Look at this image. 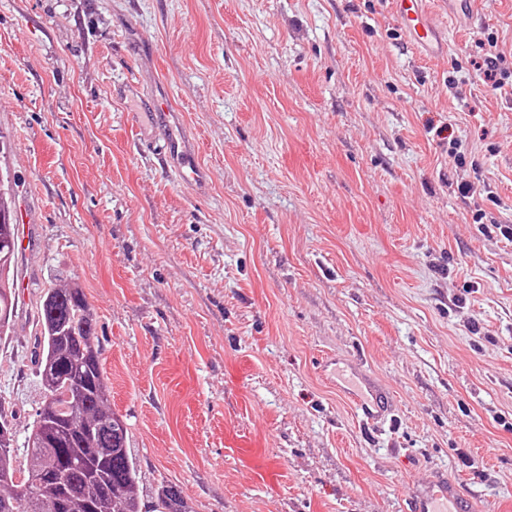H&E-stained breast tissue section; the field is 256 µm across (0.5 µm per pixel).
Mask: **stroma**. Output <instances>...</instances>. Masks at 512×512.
Listing matches in <instances>:
<instances>
[{
	"mask_svg": "<svg viewBox=\"0 0 512 512\" xmlns=\"http://www.w3.org/2000/svg\"><path fill=\"white\" fill-rule=\"evenodd\" d=\"M427 8L448 54L390 0H0V134L32 227L0 338L19 443L41 298L75 284L148 512L168 483L192 512H405L438 468L475 512H512V86L479 68L512 72V0L453 27L448 0ZM171 134L208 191L160 165ZM328 356L394 416L357 420ZM486 68L484 70V77L487 86L493 92H502V89L507 84V79L511 78V72L508 75L507 69L501 67V64L504 62L503 57L500 55L488 56L485 60ZM499 76V77H498Z\"/></svg>",
	"mask_w": 512,
	"mask_h": 512,
	"instance_id": "obj_1",
	"label": "stroma"
}]
</instances>
